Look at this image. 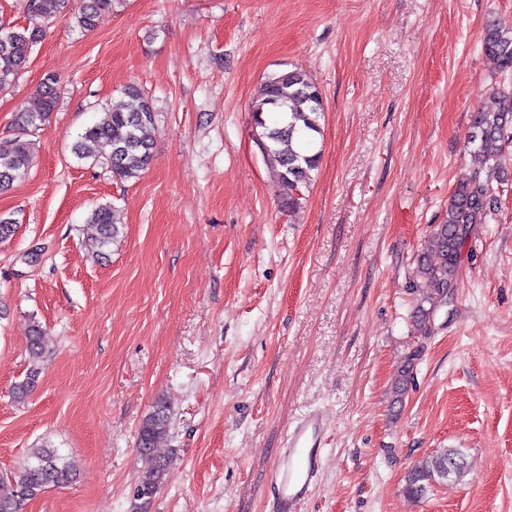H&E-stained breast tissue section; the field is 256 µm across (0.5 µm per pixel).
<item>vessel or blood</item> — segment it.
<instances>
[{
    "label": "vessel or blood",
    "instance_id": "obj_1",
    "mask_svg": "<svg viewBox=\"0 0 512 512\" xmlns=\"http://www.w3.org/2000/svg\"><path fill=\"white\" fill-rule=\"evenodd\" d=\"M329 424L327 416L318 411L305 416L288 432L287 446L268 477L272 512H299L300 504L311 494Z\"/></svg>",
    "mask_w": 512,
    "mask_h": 512
}]
</instances>
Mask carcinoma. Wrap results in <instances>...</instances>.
I'll list each match as a JSON object with an SVG mask.
<instances>
[{
	"label": "carcinoma",
	"mask_w": 512,
	"mask_h": 512,
	"mask_svg": "<svg viewBox=\"0 0 512 512\" xmlns=\"http://www.w3.org/2000/svg\"><path fill=\"white\" fill-rule=\"evenodd\" d=\"M32 0L28 9L31 24L17 27L0 19V91L9 88L27 65L33 46L40 42L46 25L66 10L72 11L76 26L87 32L95 28L101 13L113 10L121 0ZM482 49L502 72H512V24L489 21L482 33ZM57 76L49 73L39 86L40 106L18 112L15 124L18 135L0 139V189H7L22 179L32 163V153L24 135L47 120L57 104ZM128 101L120 108H106L92 125L85 128L73 151L80 159L87 142H102L111 147L112 172L124 180H135L148 168L152 157L155 115L150 100L135 85L124 89ZM323 115L319 87L305 73L287 70L272 74L261 84L251 104L255 136L263 143V152L278 164L277 179L288 206L298 204L300 188L308 185L311 171L318 167L321 151L314 150L321 134ZM512 147V92H500L471 117L467 148L474 156L496 170L506 160ZM497 209L490 179L476 173L460 182L448 199L443 222L430 232L426 253L419 256L416 276L423 279L430 292L419 302L413 318L420 337L431 332L432 322L444 298L454 293L462 250L475 227L487 222ZM88 223L95 235L88 242L97 256L118 241L122 225L107 206L94 208ZM29 370L26 378L14 387V398L22 402L37 386L45 354V334L40 324L31 326L27 337ZM420 350L409 352L400 362L391 385L393 404H402L411 384L415 361ZM170 412L159 401L144 419L136 439V453L142 469L138 484L148 495L134 496L149 502L160 489L168 460L159 452L169 431ZM465 473L462 453L456 448H441L415 462L407 475L406 492L422 496L432 483L458 481ZM78 467L65 461L57 450L46 445L29 449L24 461L11 473L0 476V512H23L25 504L46 487H64L76 480Z\"/></svg>",
	"instance_id": "cac0c4a2"
}]
</instances>
